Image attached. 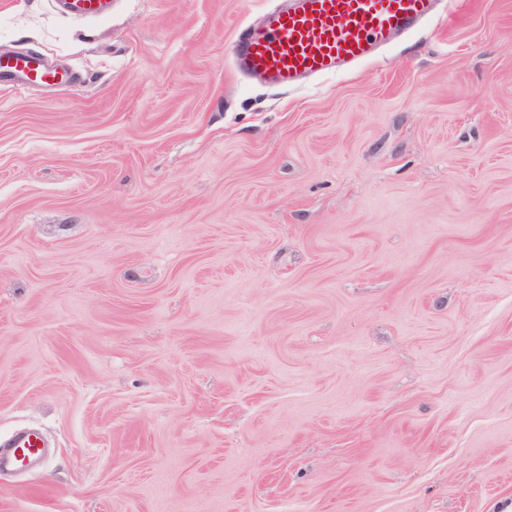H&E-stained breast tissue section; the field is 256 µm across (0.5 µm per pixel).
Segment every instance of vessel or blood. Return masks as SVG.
Returning a JSON list of instances; mask_svg holds the SVG:
<instances>
[{"label": "vessel or blood", "instance_id": "vessel-or-blood-1", "mask_svg": "<svg viewBox=\"0 0 512 512\" xmlns=\"http://www.w3.org/2000/svg\"><path fill=\"white\" fill-rule=\"evenodd\" d=\"M438 0H289L248 28L232 46L237 67L264 82L292 87L335 76L373 56L397 33L429 21ZM0 78L23 87L57 84L66 75L33 55L0 54ZM0 467L23 464L42 449L35 434L15 436Z\"/></svg>", "mask_w": 512, "mask_h": 512}]
</instances>
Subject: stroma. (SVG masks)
<instances>
[{
	"label": "stroma",
	"mask_w": 512,
	"mask_h": 512,
	"mask_svg": "<svg viewBox=\"0 0 512 512\" xmlns=\"http://www.w3.org/2000/svg\"><path fill=\"white\" fill-rule=\"evenodd\" d=\"M281 0H0V512H512V0L235 72ZM0 78L23 87L32 84H57L65 81L67 76L48 67L38 56H6L0 53ZM38 440V436L33 433L15 436L10 444V447L14 448L12 455L4 458L0 453V468L12 463L24 464L38 457L42 452Z\"/></svg>",
	"instance_id": "obj_1"
}]
</instances>
